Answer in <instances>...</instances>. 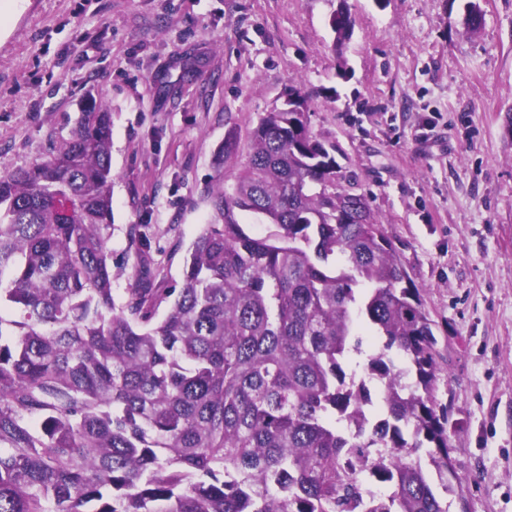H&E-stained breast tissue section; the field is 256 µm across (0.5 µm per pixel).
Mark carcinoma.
<instances>
[{
	"instance_id": "obj_1",
	"label": "carcinoma",
	"mask_w": 512,
	"mask_h": 512,
	"mask_svg": "<svg viewBox=\"0 0 512 512\" xmlns=\"http://www.w3.org/2000/svg\"><path fill=\"white\" fill-rule=\"evenodd\" d=\"M288 96L218 149L238 173L178 290L140 271L116 303L92 97L48 159L0 173V512H447L435 481L467 512L420 292ZM362 317L382 347L358 378Z\"/></svg>"
}]
</instances>
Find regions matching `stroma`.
Here are the masks:
<instances>
[{
	"mask_svg": "<svg viewBox=\"0 0 512 512\" xmlns=\"http://www.w3.org/2000/svg\"><path fill=\"white\" fill-rule=\"evenodd\" d=\"M482 26L470 31L467 8ZM0 27V168L46 160L93 94L112 121V288H181L231 128L309 96L349 192L438 338L468 512H512V0H22ZM346 9L353 34L330 19ZM193 78H184L185 69ZM138 225L130 240V225Z\"/></svg>",
	"mask_w": 512,
	"mask_h": 512,
	"instance_id": "35a3bbf8",
	"label": "stroma"
}]
</instances>
